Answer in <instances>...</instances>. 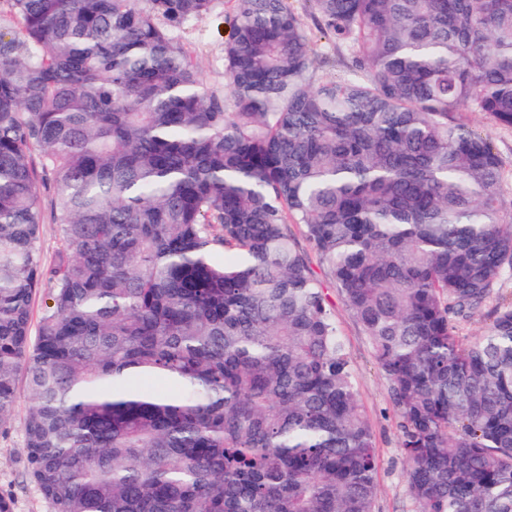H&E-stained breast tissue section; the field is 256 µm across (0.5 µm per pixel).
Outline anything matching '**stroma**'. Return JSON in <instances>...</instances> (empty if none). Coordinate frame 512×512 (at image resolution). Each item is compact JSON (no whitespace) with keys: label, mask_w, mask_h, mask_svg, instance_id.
<instances>
[{"label":"stroma","mask_w":512,"mask_h":512,"mask_svg":"<svg viewBox=\"0 0 512 512\" xmlns=\"http://www.w3.org/2000/svg\"><path fill=\"white\" fill-rule=\"evenodd\" d=\"M291 9L299 16L316 50V79H332L339 72L334 44L317 30L307 0H290ZM234 15L232 0H221L214 15L190 22L184 33L185 44L199 65L202 78L216 91L224 89V42ZM466 119L471 129L490 138L502 160L503 198L512 200V128L496 125L488 116L473 113ZM314 277L322 286L325 302L336 322L339 338L348 356L358 397L372 427L376 446V480L378 492L374 512H416L405 472L406 461L399 447L398 420L393 411L389 384L379 370L371 346L353 318L327 268L317 254H310ZM512 300V278H504L495 288L491 300L470 317L457 320L463 341L482 335L493 320L498 301ZM30 402L26 392H19L11 425L0 432V492L12 500V512H52L27 473L24 448V420Z\"/></svg>","instance_id":"35a3bbf8"}]
</instances>
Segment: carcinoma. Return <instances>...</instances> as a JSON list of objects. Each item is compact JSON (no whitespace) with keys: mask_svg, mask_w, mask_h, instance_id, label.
I'll return each instance as SVG.
<instances>
[{"mask_svg":"<svg viewBox=\"0 0 512 512\" xmlns=\"http://www.w3.org/2000/svg\"><path fill=\"white\" fill-rule=\"evenodd\" d=\"M219 0H0V427L19 373L53 512H373L371 426L307 253L390 385L418 512H512L502 161L512 0H234L228 93L179 36ZM62 249L45 265L39 184ZM48 304L31 333L34 297ZM291 9L299 16L305 31L314 43L316 50L314 62V75L318 80L334 79L341 73V68L336 63V47L324 38L317 30L310 15L307 0H289ZM471 129L490 138L495 150L502 160L503 199L505 209L510 211L512 200V128L496 125L488 116L479 113H466ZM512 300V278L505 277L495 288L494 294L486 304L464 319H457L456 325L460 338L463 342L472 341L482 335L490 326L493 320V309L498 301Z\"/></svg>","mask_w":512,"mask_h":512,"instance_id":"obj_1","label":"carcinoma"}]
</instances>
